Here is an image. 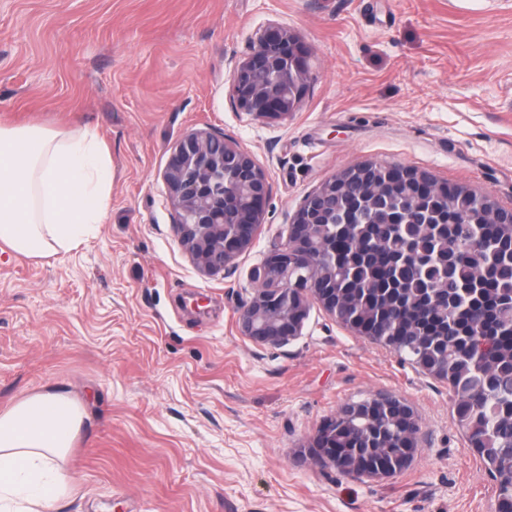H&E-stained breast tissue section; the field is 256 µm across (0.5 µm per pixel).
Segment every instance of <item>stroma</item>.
<instances>
[{
  "instance_id": "35a3bbf8",
  "label": "stroma",
  "mask_w": 512,
  "mask_h": 512,
  "mask_svg": "<svg viewBox=\"0 0 512 512\" xmlns=\"http://www.w3.org/2000/svg\"><path fill=\"white\" fill-rule=\"evenodd\" d=\"M270 24L298 34L315 75L278 120L237 108L231 83ZM0 121L89 129L112 157L88 241L0 253V408L59 386L89 415L65 512H494L446 383L315 301L285 345L238 316L253 268L341 169L402 164L512 208V0H0ZM205 126L271 184L252 245L213 276L182 248L163 181ZM380 394L415 411L410 464L380 479L318 464L322 422Z\"/></svg>"
}]
</instances>
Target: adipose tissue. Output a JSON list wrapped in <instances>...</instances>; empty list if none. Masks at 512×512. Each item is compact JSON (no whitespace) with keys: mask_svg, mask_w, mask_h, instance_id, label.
<instances>
[{"mask_svg":"<svg viewBox=\"0 0 512 512\" xmlns=\"http://www.w3.org/2000/svg\"><path fill=\"white\" fill-rule=\"evenodd\" d=\"M112 191L96 134L0 124V248L51 258L79 247ZM87 418L68 392L46 387L0 410V512H59L74 486L66 463Z\"/></svg>","mask_w":512,"mask_h":512,"instance_id":"1","label":"adipose tissue"}]
</instances>
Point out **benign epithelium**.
Segmentation results:
<instances>
[{
  "instance_id": "obj_1",
  "label": "benign epithelium",
  "mask_w": 512,
  "mask_h": 512,
  "mask_svg": "<svg viewBox=\"0 0 512 512\" xmlns=\"http://www.w3.org/2000/svg\"><path fill=\"white\" fill-rule=\"evenodd\" d=\"M310 51L292 30L279 24L263 29L247 56L231 74L237 106L259 119L277 120L297 111L312 73ZM406 182L441 190L430 173L412 167L367 160L343 169L305 196L294 214L290 235L252 270L257 289L242 306L239 326L259 344H286L301 334L309 300L336 313V300L316 297L312 281L291 279L290 273L314 264L315 213L336 205V195L355 187L380 190V169ZM167 199L174 212L176 235L196 267L204 273L223 272L252 244L263 223L271 185L264 169L245 150L210 127L184 134L173 147L164 171ZM381 397L350 403L337 411L348 418L379 408ZM330 427L323 424L313 448L316 461L345 474L349 466L329 448Z\"/></svg>"
}]
</instances>
